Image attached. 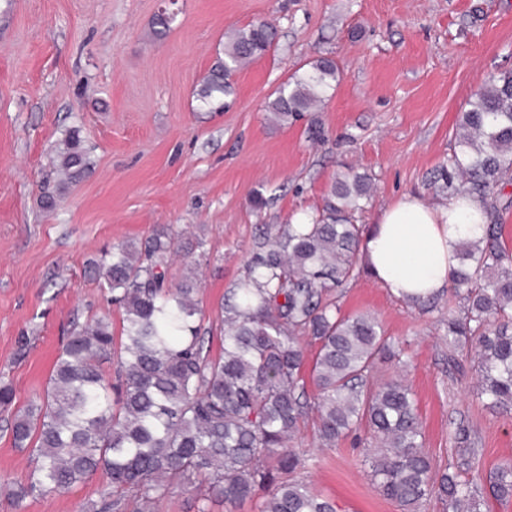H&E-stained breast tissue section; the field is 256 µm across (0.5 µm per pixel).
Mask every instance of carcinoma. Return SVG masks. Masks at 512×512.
<instances>
[{"instance_id": "1", "label": "carcinoma", "mask_w": 512, "mask_h": 512, "mask_svg": "<svg viewBox=\"0 0 512 512\" xmlns=\"http://www.w3.org/2000/svg\"><path fill=\"white\" fill-rule=\"evenodd\" d=\"M276 37L265 22L237 30L197 92L201 107L224 111L233 74L269 52ZM339 79L333 60L316 59L274 92L267 110L282 123L296 120ZM457 129L431 184L448 197L477 199L485 225L482 238L455 255L458 312L446 322L448 348L473 355L478 400L508 414L512 250L498 219L512 197L490 189L512 185V70L475 94ZM56 161L68 183L90 170L78 131L65 135ZM371 185L366 174L341 173L305 222L264 231L244 280L222 304L217 354L198 322L200 263L177 281L167 272L174 253L201 241L183 244L181 233L160 224L149 238L88 260L89 274L123 311L121 335L106 315L73 325L42 393L23 408L14 407L12 386L0 384L12 443L35 462L8 494L13 509L102 472L112 487L102 512H151L175 488H202L231 506L262 491L259 512H336L297 476L307 456L299 440L310 430L315 446L331 449L362 426L371 445L364 465L400 512H420L431 499L446 512H491L511 502L512 461L477 481L460 479L479 455L476 432L456 428V460L437 465L424 448L411 389L381 370L401 364L400 352L376 316L341 312L342 288L360 273L366 225L357 215Z\"/></svg>"}]
</instances>
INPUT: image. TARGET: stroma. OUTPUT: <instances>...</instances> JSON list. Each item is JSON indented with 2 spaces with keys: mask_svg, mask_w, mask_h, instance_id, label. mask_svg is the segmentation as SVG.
I'll list each match as a JSON object with an SVG mask.
<instances>
[{
  "mask_svg": "<svg viewBox=\"0 0 512 512\" xmlns=\"http://www.w3.org/2000/svg\"><path fill=\"white\" fill-rule=\"evenodd\" d=\"M169 30L156 35L161 10ZM273 25V49L234 75L221 112L196 93L218 52L249 23ZM335 60L340 81L314 115L281 124L266 105L305 64ZM512 69V0H0V380L16 407L42 391L72 321L122 311L86 274L89 259L169 224L199 236L201 324L219 336L221 300L244 277L264 227L320 206L337 173H368L360 223L406 194L445 202L429 180L456 122L490 76ZM71 129L93 165L63 187L51 164ZM54 208L41 204L44 196ZM264 204L255 207L253 199ZM405 349L424 446L452 451L457 427L480 436L478 473L512 460V414L476 398L469 357L448 364L447 311L424 313L368 273L343 292ZM348 439L314 451L301 478L337 512H400L381 496ZM33 462L0 414V512ZM109 491L98 473L33 497L23 512H91Z\"/></svg>",
  "mask_w": 512,
  "mask_h": 512,
  "instance_id": "obj_1",
  "label": "stroma"
}]
</instances>
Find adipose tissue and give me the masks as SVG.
Masks as SVG:
<instances>
[{"label":"adipose tissue","instance_id":"ef3b65f1","mask_svg":"<svg viewBox=\"0 0 512 512\" xmlns=\"http://www.w3.org/2000/svg\"><path fill=\"white\" fill-rule=\"evenodd\" d=\"M483 234L480 206L469 198L432 204L402 196L365 233L360 258L372 278L398 297H429L448 287L461 242Z\"/></svg>","mask_w":512,"mask_h":512}]
</instances>
